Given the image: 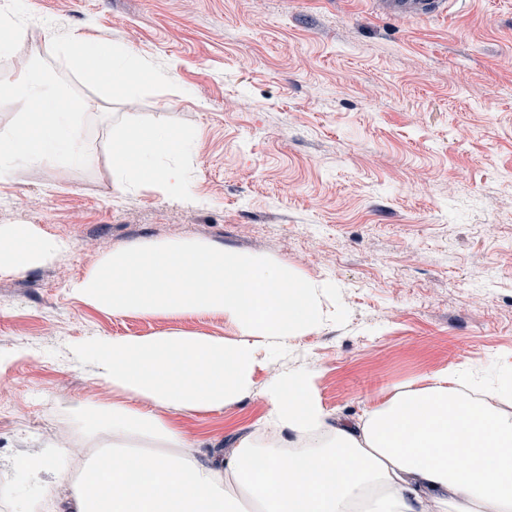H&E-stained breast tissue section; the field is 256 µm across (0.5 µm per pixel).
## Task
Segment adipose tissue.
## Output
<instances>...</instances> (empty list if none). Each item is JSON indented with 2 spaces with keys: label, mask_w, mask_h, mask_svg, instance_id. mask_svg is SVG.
<instances>
[{
  "label": "adipose tissue",
  "mask_w": 512,
  "mask_h": 512,
  "mask_svg": "<svg viewBox=\"0 0 512 512\" xmlns=\"http://www.w3.org/2000/svg\"><path fill=\"white\" fill-rule=\"evenodd\" d=\"M58 51L87 81L128 94L146 71L130 48L80 35ZM0 98L21 101L19 123L0 132V174L16 165L87 164L79 138L85 103L50 76L42 59L24 77L0 79ZM192 139L145 127L112 139L118 189L155 182L185 189L169 157ZM66 249L36 226H0V270L40 267ZM73 292L114 314L223 316L233 340L165 331L152 336H95L72 349L120 401L88 407L78 419L90 449L68 512H512V380L464 392L457 371L396 393L354 423L330 414L312 369L273 373L261 398V434L229 454L200 459L193 442L163 409L218 410L252 392L262 359L323 321L321 298L331 283L295 275L260 256L199 244H136L112 251ZM64 449L10 462L34 490L23 512H51ZM468 465L451 466L449 457Z\"/></svg>",
  "instance_id": "adipose-tissue-1"
}]
</instances>
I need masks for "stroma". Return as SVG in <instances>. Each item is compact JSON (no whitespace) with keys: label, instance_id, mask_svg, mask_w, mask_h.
<instances>
[{"label":"stroma","instance_id":"35a3bbf8","mask_svg":"<svg viewBox=\"0 0 512 512\" xmlns=\"http://www.w3.org/2000/svg\"><path fill=\"white\" fill-rule=\"evenodd\" d=\"M33 58L86 104L85 165L0 175V225L67 243L54 262L0 271V465L56 447L54 419L115 401L69 348L175 330L237 338L216 314L115 315L71 291L113 250L199 241L333 283L326 317L223 409L175 413L206 459L254 431L272 370H316L324 406L351 420L454 368L512 377V0H467L433 20L370 0H25ZM70 34L141 52L125 96L83 83L56 53ZM194 137L185 194L115 186L113 133Z\"/></svg>","mask_w":512,"mask_h":512}]
</instances>
